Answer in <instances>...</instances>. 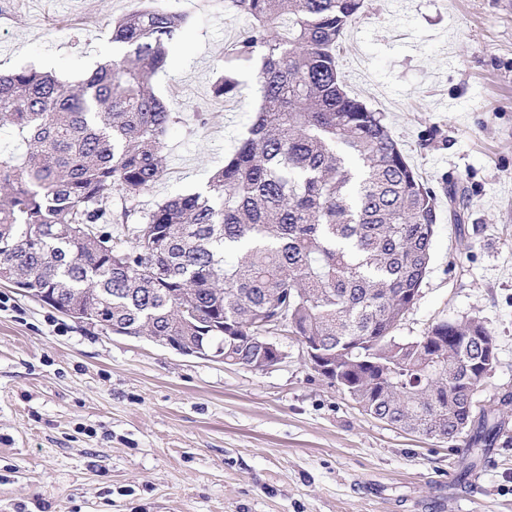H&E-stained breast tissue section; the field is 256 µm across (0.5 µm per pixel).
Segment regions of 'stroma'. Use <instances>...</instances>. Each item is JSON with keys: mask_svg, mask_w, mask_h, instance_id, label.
Masks as SVG:
<instances>
[{"mask_svg": "<svg viewBox=\"0 0 512 512\" xmlns=\"http://www.w3.org/2000/svg\"><path fill=\"white\" fill-rule=\"evenodd\" d=\"M186 17L153 78L175 117L161 178L100 233L206 186L260 103V59L213 92L244 18L224 0H167ZM141 0H0V72L68 89L111 58L115 19ZM345 91L383 113L436 195L419 296L396 330L479 319L497 365L480 404L512 397V0H364L338 55ZM457 188L456 201L448 191ZM127 222H120V215ZM0 512H512V437L457 477L464 446L376 420L306 360L298 337L256 371L78 323L0 284Z\"/></svg>", "mask_w": 512, "mask_h": 512, "instance_id": "35a3bbf8", "label": "stroma"}]
</instances>
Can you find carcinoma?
Masks as SVG:
<instances>
[{"label": "carcinoma", "instance_id": "1", "mask_svg": "<svg viewBox=\"0 0 512 512\" xmlns=\"http://www.w3.org/2000/svg\"><path fill=\"white\" fill-rule=\"evenodd\" d=\"M249 22L220 65L260 55L261 102L205 191L173 196L126 245L97 232L105 200L130 201L164 171L174 116L152 77L185 23L165 0L112 24L122 53L70 91L49 72L0 77V120L24 146L0 160V282L107 331L188 336L264 370L260 343L282 327L330 356L325 375L367 415L474 459L504 434L477 394L497 359L477 319L394 332L418 298L437 224L422 183L379 112L342 89L337 48L363 0H224ZM189 304V317L181 306Z\"/></svg>", "mask_w": 512, "mask_h": 512}]
</instances>
